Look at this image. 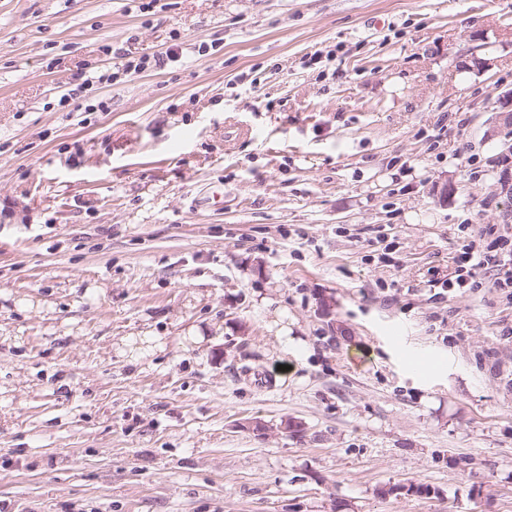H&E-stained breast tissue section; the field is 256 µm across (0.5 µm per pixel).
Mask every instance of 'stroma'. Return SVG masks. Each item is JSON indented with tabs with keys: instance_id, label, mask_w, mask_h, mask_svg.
I'll return each instance as SVG.
<instances>
[{
	"instance_id": "35a3bbf8",
	"label": "stroma",
	"mask_w": 512,
	"mask_h": 512,
	"mask_svg": "<svg viewBox=\"0 0 512 512\" xmlns=\"http://www.w3.org/2000/svg\"><path fill=\"white\" fill-rule=\"evenodd\" d=\"M509 92L512 0H0V512H512V303L426 285ZM174 57L175 56L173 55V51L167 50L165 53L153 55L152 59L151 57H140L137 59V61L136 59L128 60L125 64L122 65L121 69L118 67L117 72L100 75L98 77V82L100 84L103 82L111 83L117 78L115 75H117L120 71L122 74L130 76L132 74L141 73L150 68L163 69L166 67L169 61H172L171 59Z\"/></svg>"
}]
</instances>
